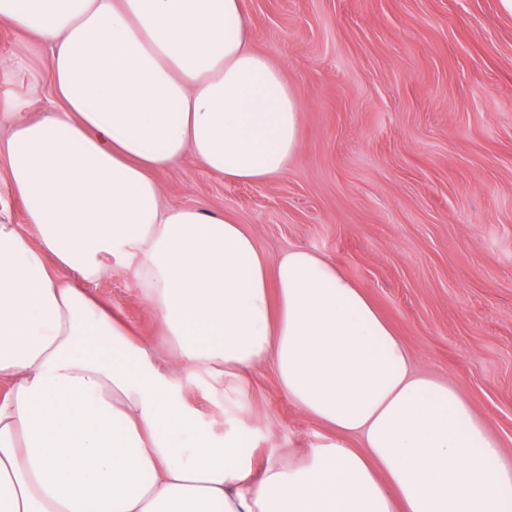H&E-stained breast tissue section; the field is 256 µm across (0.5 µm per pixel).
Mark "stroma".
Masks as SVG:
<instances>
[{"label":"stroma","mask_w":512,"mask_h":512,"mask_svg":"<svg viewBox=\"0 0 512 512\" xmlns=\"http://www.w3.org/2000/svg\"><path fill=\"white\" fill-rule=\"evenodd\" d=\"M251 46L298 99L285 175L231 183L184 157L164 204L234 216L269 259L306 249L363 288L417 371L452 380L512 457V16L497 0H244ZM30 113L45 84L0 81ZM87 289L139 336L157 327L131 273ZM254 470L332 431L250 374Z\"/></svg>","instance_id":"1"}]
</instances>
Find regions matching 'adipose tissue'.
I'll return each instance as SVG.
<instances>
[{
    "label": "adipose tissue",
    "mask_w": 512,
    "mask_h": 512,
    "mask_svg": "<svg viewBox=\"0 0 512 512\" xmlns=\"http://www.w3.org/2000/svg\"><path fill=\"white\" fill-rule=\"evenodd\" d=\"M0 24L47 50L51 89L35 119L0 97L32 229L0 220V512H512V458L335 263L162 205L184 156L260 184L299 151L243 0H0ZM58 266L132 272L167 351ZM269 362L336 436L257 474L245 376Z\"/></svg>",
    "instance_id": "obj_1"
}]
</instances>
